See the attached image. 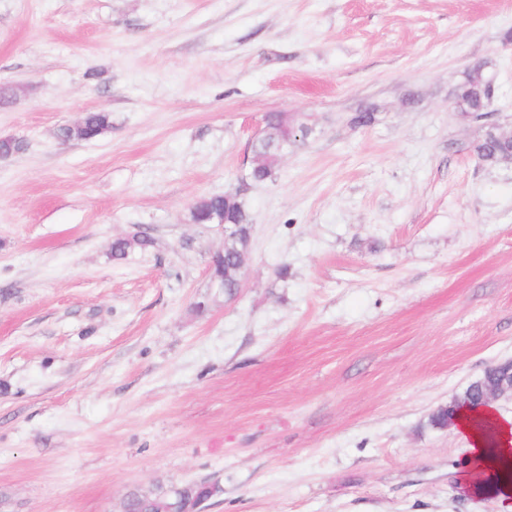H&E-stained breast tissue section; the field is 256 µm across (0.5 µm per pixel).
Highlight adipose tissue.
Instances as JSON below:
<instances>
[{
	"mask_svg": "<svg viewBox=\"0 0 512 512\" xmlns=\"http://www.w3.org/2000/svg\"><path fill=\"white\" fill-rule=\"evenodd\" d=\"M457 424L469 439L466 476L474 492L497 495L512 504V420L499 419L493 407L457 412Z\"/></svg>",
	"mask_w": 512,
	"mask_h": 512,
	"instance_id": "ef3b65f1",
	"label": "adipose tissue"
}]
</instances>
